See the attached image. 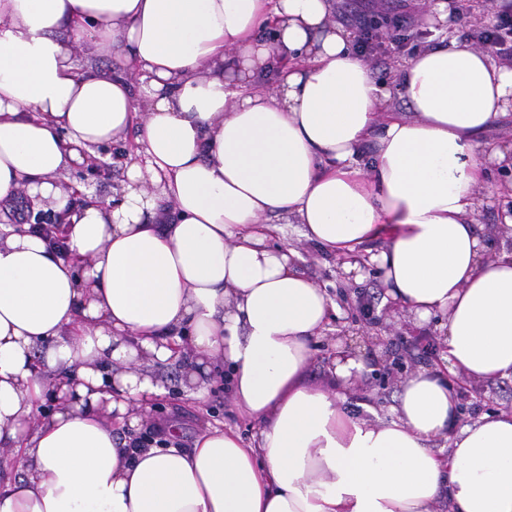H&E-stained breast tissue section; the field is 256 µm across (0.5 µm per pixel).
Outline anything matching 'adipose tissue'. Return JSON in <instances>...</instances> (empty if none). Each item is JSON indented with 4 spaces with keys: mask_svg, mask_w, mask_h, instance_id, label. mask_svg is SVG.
Listing matches in <instances>:
<instances>
[{
    "mask_svg": "<svg viewBox=\"0 0 512 512\" xmlns=\"http://www.w3.org/2000/svg\"><path fill=\"white\" fill-rule=\"evenodd\" d=\"M333 9L0 0V446L21 471L0 512H512V410L458 425L448 381L512 379V252L485 259L473 218L512 68L453 38L389 87ZM133 129L120 189L71 205L60 176ZM21 195L63 215L53 237L7 224ZM287 223L350 271L382 240L396 306L446 317L441 365L390 418L345 408L360 355L308 382L336 305L275 245ZM181 356L227 368L253 444L210 424L189 448L127 436L166 393L141 359Z\"/></svg>",
    "mask_w": 512,
    "mask_h": 512,
    "instance_id": "1",
    "label": "adipose tissue"
}]
</instances>
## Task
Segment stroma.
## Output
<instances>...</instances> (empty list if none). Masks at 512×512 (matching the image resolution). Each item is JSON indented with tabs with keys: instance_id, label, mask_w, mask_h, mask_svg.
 Wrapping results in <instances>:
<instances>
[{
	"instance_id": "35a3bbf8",
	"label": "stroma",
	"mask_w": 512,
	"mask_h": 512,
	"mask_svg": "<svg viewBox=\"0 0 512 512\" xmlns=\"http://www.w3.org/2000/svg\"><path fill=\"white\" fill-rule=\"evenodd\" d=\"M423 10L421 0H405L404 11L411 21L409 39L399 47L390 48L369 56L368 62L377 78L393 83L399 63L408 59L422 47L440 42L442 38L457 36L472 44H479L478 16L486 10L483 0H477L471 14L455 16L447 28L422 31L420 20ZM127 142L108 146L102 152L104 171L93 173L72 169L68 180L80 184L94 194L108 198L122 180ZM506 180L496 160L486 162L484 188L479 196L475 220L483 226L499 221V206L504 197L502 188ZM281 243L295 248L300 254L299 266L337 304L333 319L315 345L314 357L308 367L311 382H322L327 376L329 355L333 346L345 342L363 355L369 366L375 367L377 376H364L355 383L345 384L343 392L353 414L365 419L387 417L396 403L399 377L380 380L395 361H402L405 374H412L424 367L435 366L442 347L439 339L444 331V317L419 322L388 300L381 272L367 266L362 272L347 271L337 258L321 246L305 240L298 225H287ZM379 339V346H369L368 338ZM189 373L186 362L170 364L163 368L162 379L167 389L165 397L149 408L139 409V435L146 440L161 436L169 424H177L181 447H192L201 428L208 423L229 425L237 429L244 442H251L256 428L241 418L234 410L223 371L210 372L206 381L209 393L205 398L191 397L183 382ZM461 423L472 422L484 411L512 405V382L503 381L473 394L469 388L461 390Z\"/></svg>"
}]
</instances>
